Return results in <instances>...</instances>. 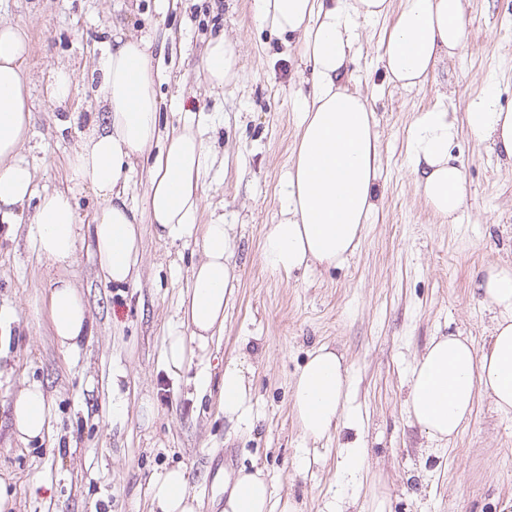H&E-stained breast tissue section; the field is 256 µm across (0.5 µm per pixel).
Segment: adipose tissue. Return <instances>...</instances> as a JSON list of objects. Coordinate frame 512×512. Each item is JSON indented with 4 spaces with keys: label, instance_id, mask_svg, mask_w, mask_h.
<instances>
[{
    "label": "adipose tissue",
    "instance_id": "obj_1",
    "mask_svg": "<svg viewBox=\"0 0 512 512\" xmlns=\"http://www.w3.org/2000/svg\"><path fill=\"white\" fill-rule=\"evenodd\" d=\"M261 26L281 42H295L313 82L299 94L293 159L280 188L282 219L263 240V257L273 271L289 275L314 265L341 266L358 248L377 211L379 149L376 121L365 99L344 83L356 19L385 15L389 0H255ZM465 0H400L385 38L381 63L391 82L421 84L441 58L464 43ZM29 41L20 27L0 22V222L18 207L36 202L34 240L38 254L60 269L44 301L61 349L76 347L91 331L88 306L64 276L79 240L90 239L100 276L111 284L134 279L141 256V227L158 238L180 241L199 235L203 260L191 274L182 311L191 336L170 332L163 359L172 371L191 364L197 352L224 327L233 293L231 227L223 217L199 223L202 178L212 157L192 125L168 133L160 128L155 76L140 39H116L98 69L97 93L105 125L89 133L67 159L73 187H91L104 205L83 223L64 191L39 190L29 165L18 157L29 136L30 82L24 61ZM207 82L222 87L240 78L236 45L215 37L203 59ZM470 136L512 163V109H498L492 96L474 102L467 114ZM444 106L417 113L407 129V153L420 192L442 221L455 223L465 202L464 175L451 150L459 137ZM158 154H151V147ZM152 155L144 207L129 204L127 183L136 159ZM482 304L492 314L490 342L477 349L464 336H436L411 367L405 411L427 440L454 439L471 420L480 395L496 410L512 413V263L495 262L476 276ZM249 380L241 364L225 366L219 400L229 417H242ZM349 373L330 346L315 349L296 376L292 408L302 434L319 441L336 430L350 400ZM52 419L40 384L32 383L12 403L15 438H43ZM150 512H196L185 469L154 476ZM261 472H242L224 501V512H297L295 504L274 509Z\"/></svg>",
    "mask_w": 512,
    "mask_h": 512
}]
</instances>
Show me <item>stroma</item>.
<instances>
[{
  "label": "stroma",
  "mask_w": 512,
  "mask_h": 512,
  "mask_svg": "<svg viewBox=\"0 0 512 512\" xmlns=\"http://www.w3.org/2000/svg\"><path fill=\"white\" fill-rule=\"evenodd\" d=\"M252 5L171 0L163 12L157 0H0V20L30 37L32 123L20 155L38 185L68 188V155L104 123L91 73L113 39L144 38L158 73L161 124L182 125L190 109L201 114L213 166L200 221L220 214L232 225L239 277L222 334L203 360L175 373L162 349L183 327L181 302L203 258L195 240L165 242L143 225L139 278L126 285L103 282L91 251L79 248L66 274L94 331L65 352L42 307L58 271L27 235L33 206L23 208L16 233L0 224V313L10 318V343L0 349V477L16 490V512H149L152 477L176 466L188 472L197 512H224L225 481L255 470L274 499L299 512L351 502L371 512L377 501L383 512H512V414L479 397L468 426L436 444L404 406L409 369L431 337L459 332L487 346L492 315L473 273L512 262V164L461 135L453 154L465 205L456 223L443 224L408 167L406 130L416 113L442 104L464 124L470 104L489 92L497 107L512 109V0H467L463 48L412 89L391 83L380 62L394 13L358 21L347 86L377 124V212L344 266L289 276L266 266L261 247L280 219L298 91L311 73L296 47L256 26ZM220 34L235 42L242 77L212 89L201 60ZM62 65L77 86L59 104L45 87ZM322 344L345 358L349 424L314 442L292 413L291 389ZM241 359L250 369L249 411L230 419L217 385L198 390L195 376L205 365L220 377ZM31 382L42 385L53 419L43 440L24 445L10 435L11 402ZM351 443L363 456L352 478L341 473Z\"/></svg>",
  "instance_id": "stroma-1"
}]
</instances>
